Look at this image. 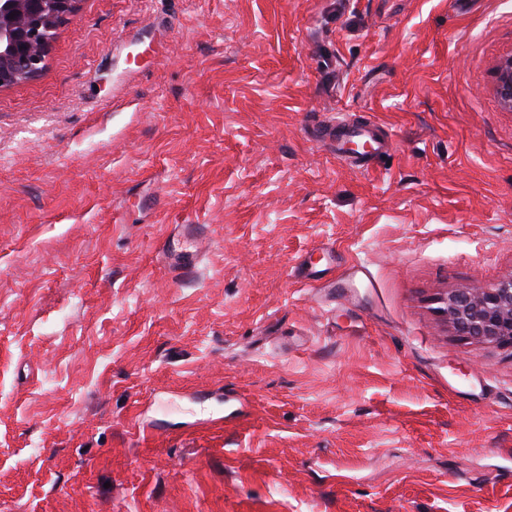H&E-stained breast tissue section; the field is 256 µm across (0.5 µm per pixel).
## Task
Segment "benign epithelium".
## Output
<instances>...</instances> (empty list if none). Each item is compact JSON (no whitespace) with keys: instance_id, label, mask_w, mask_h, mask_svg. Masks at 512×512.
Masks as SVG:
<instances>
[{"instance_id":"obj_1","label":"benign epithelium","mask_w":512,"mask_h":512,"mask_svg":"<svg viewBox=\"0 0 512 512\" xmlns=\"http://www.w3.org/2000/svg\"><path fill=\"white\" fill-rule=\"evenodd\" d=\"M80 0H0V85L37 77L52 45L56 26L46 24L47 6L53 17L78 14ZM495 90L512 110V57L495 68ZM439 313L469 340L512 350V277L489 288H457L441 299Z\"/></svg>"}]
</instances>
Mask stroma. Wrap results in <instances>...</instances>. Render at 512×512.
<instances>
[{
    "instance_id": "obj_1",
    "label": "stroma",
    "mask_w": 512,
    "mask_h": 512,
    "mask_svg": "<svg viewBox=\"0 0 512 512\" xmlns=\"http://www.w3.org/2000/svg\"><path fill=\"white\" fill-rule=\"evenodd\" d=\"M510 56L512 0H82L0 88V512H512V351L438 312L512 277ZM495 90L501 103L512 111V57L496 66ZM320 138L323 141L336 140V149L341 157L364 165L361 160L368 156H376L386 153L392 145L391 134L381 130L378 124L357 121L351 118H336L325 124L320 130ZM354 144L359 147L360 152L356 153L354 148H345L346 145ZM367 147V149H365ZM352 151L353 154L347 153ZM325 254H327V256L329 257V260L327 261L325 268H320L321 265L319 264V261H312L311 256L309 258L304 259V277L309 283L318 285L320 288H334V291H336L337 294L345 295L348 294L350 292V288H352V284L349 277L355 278L357 273H361L365 278H367L370 281L367 271L362 268H358L355 272L349 274V276H337L334 280L329 281L328 285L321 286L320 284H318V281L330 269V254L332 253H324L320 261L326 259Z\"/></svg>"
}]
</instances>
